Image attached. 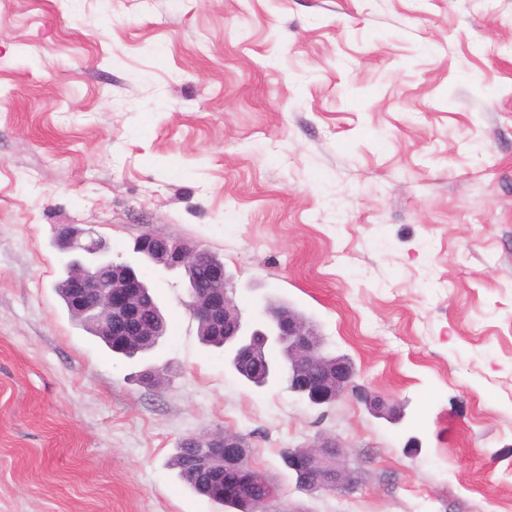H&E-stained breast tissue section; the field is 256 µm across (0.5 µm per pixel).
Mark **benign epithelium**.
Segmentation results:
<instances>
[{
	"instance_id": "7a95c632",
	"label": "benign epithelium",
	"mask_w": 512,
	"mask_h": 512,
	"mask_svg": "<svg viewBox=\"0 0 512 512\" xmlns=\"http://www.w3.org/2000/svg\"><path fill=\"white\" fill-rule=\"evenodd\" d=\"M56 244L69 256L70 267L64 288L74 300L72 311L92 317L95 329L107 338L114 336H155L162 313L159 307L145 311L144 298L149 287L134 267L112 258L108 242L91 228L66 224L58 228ZM134 252L168 271L188 270L207 264L209 287L218 292L205 293L203 285L189 279L186 306L193 319L224 336V359L240 366L266 355L273 347L288 344V388L316 406L334 403L355 385L354 367L343 357L328 358L321 352L318 334L312 323L285 302L266 301L255 319L244 321L233 297V285L221 260L207 261L208 252L187 242L168 239L151 232L135 240ZM114 270L107 287H98L100 269ZM360 398L376 417L390 423L402 413L387 399L360 391ZM345 444L332 436L288 453V470L305 491H326L328 487L350 489L354 471L345 459ZM199 464L224 468V496L237 498L249 491L258 470L249 461V451L234 433H226L198 449Z\"/></svg>"
}]
</instances>
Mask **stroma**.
<instances>
[{
	"label": "stroma",
	"instance_id": "obj_1",
	"mask_svg": "<svg viewBox=\"0 0 512 512\" xmlns=\"http://www.w3.org/2000/svg\"><path fill=\"white\" fill-rule=\"evenodd\" d=\"M63 224L217 254L403 419L246 385L148 262L168 331L113 354L54 291ZM219 430L273 512H512V0H0V512H223L170 465ZM322 436L353 492L284 467Z\"/></svg>",
	"mask_w": 512,
	"mask_h": 512
}]
</instances>
